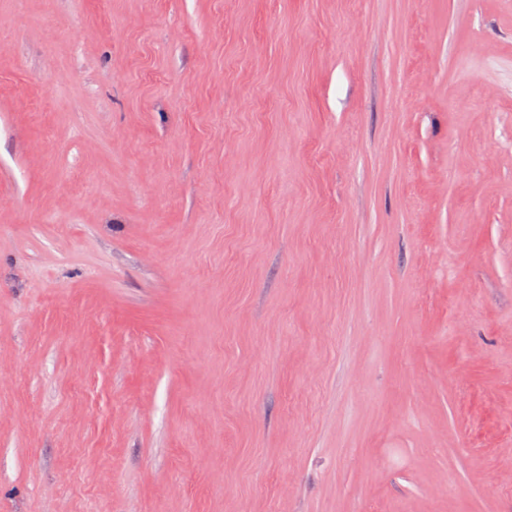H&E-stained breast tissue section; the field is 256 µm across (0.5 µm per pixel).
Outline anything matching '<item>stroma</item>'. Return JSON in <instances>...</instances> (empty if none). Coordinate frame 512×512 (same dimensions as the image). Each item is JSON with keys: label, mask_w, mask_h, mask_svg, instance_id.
<instances>
[{"label": "stroma", "mask_w": 512, "mask_h": 512, "mask_svg": "<svg viewBox=\"0 0 512 512\" xmlns=\"http://www.w3.org/2000/svg\"><path fill=\"white\" fill-rule=\"evenodd\" d=\"M0 512H512V0H0Z\"/></svg>", "instance_id": "1"}]
</instances>
